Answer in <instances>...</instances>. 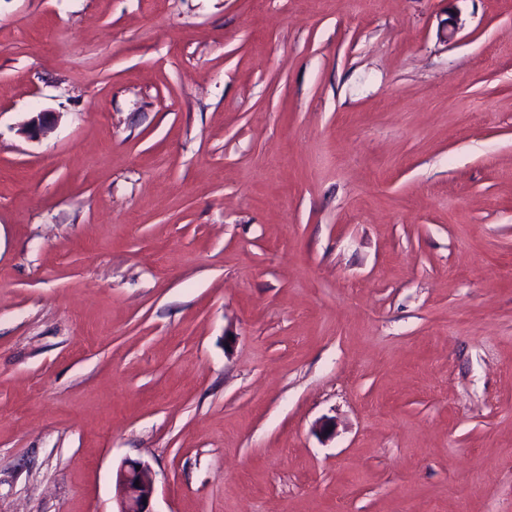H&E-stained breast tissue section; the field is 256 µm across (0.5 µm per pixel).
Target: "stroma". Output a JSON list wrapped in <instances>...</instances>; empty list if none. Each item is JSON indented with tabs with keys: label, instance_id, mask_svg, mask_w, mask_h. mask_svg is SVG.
<instances>
[{
	"label": "stroma",
	"instance_id": "stroma-1",
	"mask_svg": "<svg viewBox=\"0 0 512 512\" xmlns=\"http://www.w3.org/2000/svg\"><path fill=\"white\" fill-rule=\"evenodd\" d=\"M128 459L512 512V0H0V512Z\"/></svg>",
	"mask_w": 512,
	"mask_h": 512
}]
</instances>
